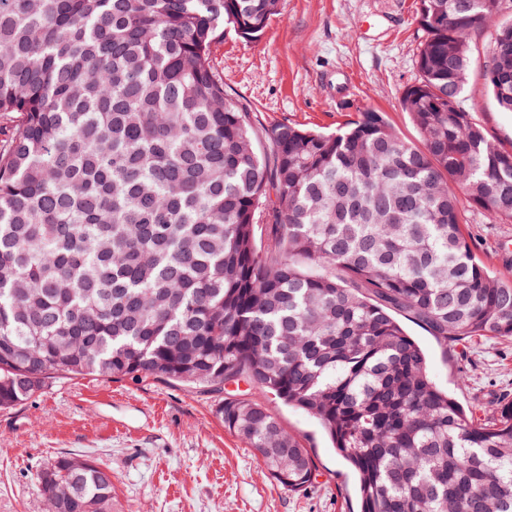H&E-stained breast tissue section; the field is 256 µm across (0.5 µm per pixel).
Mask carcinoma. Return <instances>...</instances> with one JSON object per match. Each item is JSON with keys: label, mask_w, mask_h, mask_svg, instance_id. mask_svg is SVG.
Instances as JSON below:
<instances>
[{"label": "carcinoma", "mask_w": 512, "mask_h": 512, "mask_svg": "<svg viewBox=\"0 0 512 512\" xmlns=\"http://www.w3.org/2000/svg\"><path fill=\"white\" fill-rule=\"evenodd\" d=\"M280 2L0 0V410L80 376L199 388L297 492L314 464L271 398L319 422L359 512H512V401L477 418L396 318L512 337L458 198L512 219V149L463 99L478 66L512 112V23L482 61L496 0H419L415 144L375 111L265 130L224 93V27L256 39ZM234 376L265 397L223 396ZM35 481L48 512H112L89 457Z\"/></svg>", "instance_id": "obj_1"}]
</instances>
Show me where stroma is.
Returning a JSON list of instances; mask_svg holds the SVG:
<instances>
[{
  "label": "stroma",
  "instance_id": "stroma-1",
  "mask_svg": "<svg viewBox=\"0 0 512 512\" xmlns=\"http://www.w3.org/2000/svg\"><path fill=\"white\" fill-rule=\"evenodd\" d=\"M419 0H281L255 41L225 29L212 60L224 91L263 128L289 122L333 132L362 112L388 113L400 134H418L400 98L420 74L426 35ZM464 97L487 132L512 145V112L501 111L479 73ZM464 226L477 257L512 281V222L466 207ZM405 328L430 370L467 408L512 400V337L437 343L413 322ZM210 394L156 379L85 376L55 381L0 411V512H46L35 486L41 467L64 453L111 470L112 512H357L355 476L318 422L271 402L315 465L306 489L291 493L268 476L257 452L214 414Z\"/></svg>",
  "mask_w": 512,
  "mask_h": 512
}]
</instances>
